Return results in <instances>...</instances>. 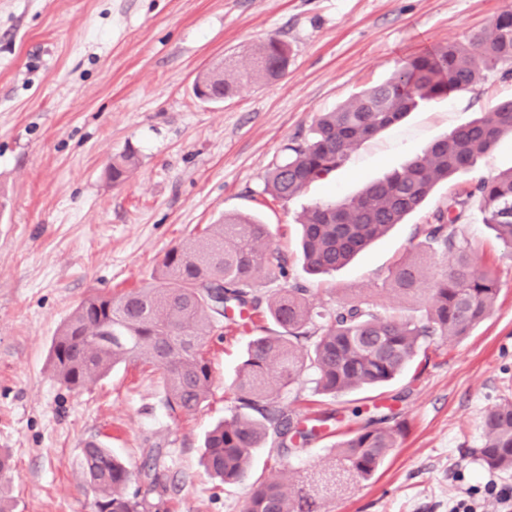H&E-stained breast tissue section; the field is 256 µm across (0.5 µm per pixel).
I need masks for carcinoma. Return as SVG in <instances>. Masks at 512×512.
Listing matches in <instances>:
<instances>
[{"label":"carcinoma","mask_w":512,"mask_h":512,"mask_svg":"<svg viewBox=\"0 0 512 512\" xmlns=\"http://www.w3.org/2000/svg\"><path fill=\"white\" fill-rule=\"evenodd\" d=\"M288 57V46L271 36L251 50L246 62L200 72L194 90L231 97L245 80L280 79ZM499 65L512 72V11L498 15L467 43H449L406 58L384 82L320 113L309 136L287 145L285 157L266 176V189L275 199L297 196L332 175L354 147L426 102L473 87L481 70ZM507 134L512 135V99L497 102L482 117L434 142L422 157L367 184L357 196L308 208L299 236L308 272L321 275L348 264L403 223L439 183L473 167ZM136 163L132 152L114 156L108 166L112 183H123ZM473 197L479 200L483 223L512 252L511 169L479 180L438 208L424 239L412 246L413 256L391 269L389 290L423 297L419 316H407L383 302L363 303L354 294L333 309L316 311L307 289L298 286L275 291L261 303L252 283L259 273L282 268V255L271 248L267 225L247 214H231L169 249L151 286L82 301L53 342L56 376L76 390L118 364L138 361L160 371L167 407L192 415L207 400L213 383L204 347L214 322L229 318L231 311L263 314L278 330L249 342L235 379L236 412L208 432L202 455L210 477L243 482L253 450L269 436L275 437L277 455L283 457L293 452L294 436L305 442L313 435L312 429L297 430L279 405L306 371H314L315 393L325 396L377 388L432 344L466 336L491 315L499 279L455 228ZM435 250L454 256L437 279L430 277L427 264ZM402 433L399 424L352 431L333 445L337 470L328 481L371 479ZM484 433V464L490 470H511L512 400L488 410ZM159 458L160 450L150 449L134 472L101 443L87 442L81 477L95 492V512H159L160 503L148 499L159 486ZM135 482L140 486L134 489ZM246 512L321 510L313 494L290 477L253 487Z\"/></svg>","instance_id":"cac0c4a2"}]
</instances>
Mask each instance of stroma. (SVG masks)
Returning a JSON list of instances; mask_svg holds the SVG:
<instances>
[{"instance_id":"35a3bbf8","label":"stroma","mask_w":512,"mask_h":512,"mask_svg":"<svg viewBox=\"0 0 512 512\" xmlns=\"http://www.w3.org/2000/svg\"><path fill=\"white\" fill-rule=\"evenodd\" d=\"M508 9L512 0H0V453L13 460L0 506L93 512L80 474L91 440L134 469L161 449V512H243L253 484L329 466L327 434L283 459L266 442L241 483L203 474L205 435L231 413V383L254 334L240 318L214 325L213 385L192 415L171 414L159 373L139 363L69 390L54 374L52 343L85 298L153 283L166 251L227 213L255 215L287 258L283 272L256 277L258 298L294 284L309 288L316 308L335 306L347 288L374 297L423 240L433 210L512 168V137L336 273L313 277L298 259L303 211L357 194L512 98V75L484 70L471 89L411 112L290 200L265 193V176L319 113L384 81L408 56L468 41ZM271 35L291 49L279 80L245 84L221 103L194 95L200 71L246 58ZM129 149L138 165L112 185L107 165ZM457 233L499 279L486 321L383 387L317 396L306 375L281 399L306 426L332 410L336 430H346L356 408L362 419L405 427L376 475L326 499L322 512H451L461 499L473 512H497L487 481L512 488V472L488 469L480 455L487 409L512 398V253L478 207Z\"/></svg>"}]
</instances>
